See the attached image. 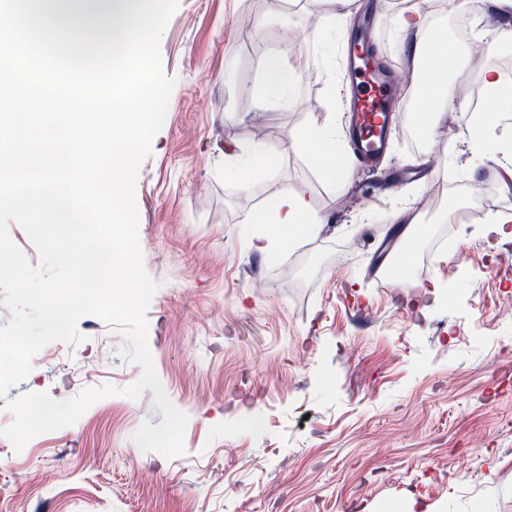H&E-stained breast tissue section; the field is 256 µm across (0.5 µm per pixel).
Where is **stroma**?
<instances>
[{
	"instance_id": "stroma-1",
	"label": "stroma",
	"mask_w": 512,
	"mask_h": 512,
	"mask_svg": "<svg viewBox=\"0 0 512 512\" xmlns=\"http://www.w3.org/2000/svg\"><path fill=\"white\" fill-rule=\"evenodd\" d=\"M329 10L328 0H178L160 41L176 85L135 197L144 267L159 283L148 343L188 416L185 451L168 459L136 444L143 423L163 420L152 390L102 398L22 451L0 437L14 512H512V317L500 310L512 237L489 235L485 218L512 213V189L498 161L472 151L463 117L444 114L414 147L396 132L375 168L345 165L338 185L293 152L249 172L247 188L225 178L241 156L311 123L347 150L344 59L325 68L301 43ZM251 13L269 24L247 39ZM290 40L298 103L259 110L249 90ZM506 61L508 45L478 55L453 74V94ZM273 183L307 188L325 221L261 253L252 243L268 227L244 218ZM397 212L419 224L413 273L380 288L372 259ZM434 283L445 296L425 304ZM78 330L83 342L47 344L0 397V428L26 393L64 401L140 378L119 327L86 315Z\"/></svg>"
}]
</instances>
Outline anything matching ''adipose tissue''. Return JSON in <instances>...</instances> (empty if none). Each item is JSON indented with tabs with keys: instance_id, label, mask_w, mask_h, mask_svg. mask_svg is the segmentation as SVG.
Wrapping results in <instances>:
<instances>
[{
	"instance_id": "1",
	"label": "adipose tissue",
	"mask_w": 512,
	"mask_h": 512,
	"mask_svg": "<svg viewBox=\"0 0 512 512\" xmlns=\"http://www.w3.org/2000/svg\"><path fill=\"white\" fill-rule=\"evenodd\" d=\"M458 0H428L420 4L411 0L410 4L398 12L378 15L376 23L390 27L395 34L416 30L419 35L414 45L418 55H426L429 49H437L441 66L427 65L423 75V90L419 99V112L425 124H432L436 118L446 112H458L465 115L466 139L471 148L478 152L509 156V163L503 164L505 178H512V140L492 139L490 129L504 121L512 120V98L503 95L504 81L499 71L484 68L479 72L480 80L491 101L489 111H472L467 100L456 98L451 92L449 75L456 67L461 55L460 49L451 43L446 31L437 28L434 16L458 11ZM296 48L295 43H286L281 51L267 57L262 65L261 96L274 100L280 108L289 109L296 105L294 94L301 81L300 72L289 67L288 54ZM304 155L309 163L328 178H335L340 162V153L336 147V137L332 131L317 126L301 128L279 145L277 150L256 151L245 160L225 172L226 178L241 180L244 172L257 169H269L275 164L277 155L288 152ZM268 207L260 212H251L246 220L251 224H269L274 231L296 234L304 225L321 223L322 218L310 206L306 191H285L278 186H270L267 194Z\"/></svg>"
}]
</instances>
